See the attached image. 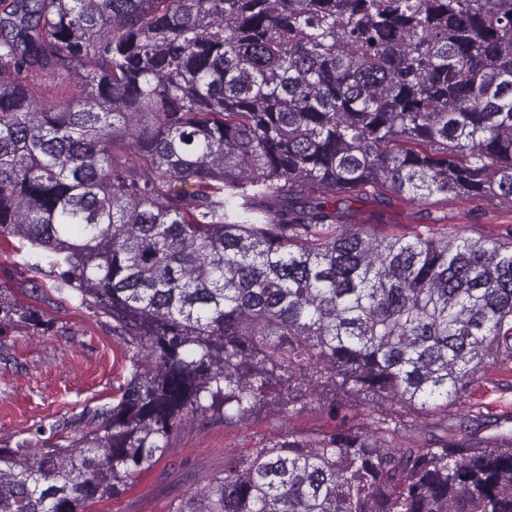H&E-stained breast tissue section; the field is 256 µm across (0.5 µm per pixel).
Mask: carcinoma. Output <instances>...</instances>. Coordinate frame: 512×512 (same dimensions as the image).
<instances>
[{
	"mask_svg": "<svg viewBox=\"0 0 512 512\" xmlns=\"http://www.w3.org/2000/svg\"><path fill=\"white\" fill-rule=\"evenodd\" d=\"M68 88L63 102L36 94ZM191 190L177 191V183ZM388 187L512 200V0H12L0 13V239L132 348L68 444L0 447V512H91L207 411L364 397L285 432L175 512H512V437L469 414L512 361V241L342 223ZM39 311L0 289V336ZM512 361L507 365L496 363L492 358L475 376L466 395L448 407V424H457L460 415L469 410L480 411L489 426L481 436L493 437L512 433ZM393 409L396 413L400 414L401 419H403L408 425V432H410L415 439L423 440L424 437L428 438L430 437L428 435L432 432L439 434V431L433 427L440 422L444 416L443 414L440 417L421 418L418 417L414 411L407 408H401L399 405H395Z\"/></svg>",
	"mask_w": 512,
	"mask_h": 512,
	"instance_id": "obj_1",
	"label": "carcinoma"
}]
</instances>
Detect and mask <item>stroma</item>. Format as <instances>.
<instances>
[{
	"instance_id": "stroma-1",
	"label": "stroma",
	"mask_w": 512,
	"mask_h": 512,
	"mask_svg": "<svg viewBox=\"0 0 512 512\" xmlns=\"http://www.w3.org/2000/svg\"><path fill=\"white\" fill-rule=\"evenodd\" d=\"M345 219L378 235L410 236L424 224H453L474 239L512 236V202L483 197L435 196L411 204L365 191L350 199ZM19 245L14 237L0 241V286L36 307L52 326L43 331L21 324L0 338V446L11 448L79 438L92 414L118 399L133 371L131 353L113 333L111 319L82 306L71 290H57L48 271L26 267ZM303 403L293 413L256 410L241 425L219 414L195 416L174 431L153 468L92 512H173L187 492L260 442L289 430H331L322 396H306ZM471 410L484 415V436L512 433V367L487 361L466 395L449 406L448 420L459 423Z\"/></svg>"
}]
</instances>
